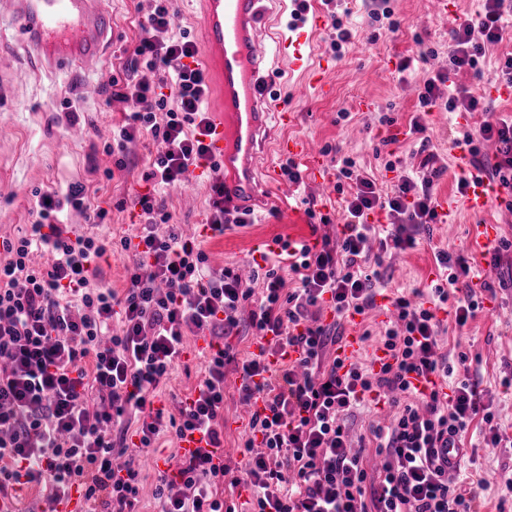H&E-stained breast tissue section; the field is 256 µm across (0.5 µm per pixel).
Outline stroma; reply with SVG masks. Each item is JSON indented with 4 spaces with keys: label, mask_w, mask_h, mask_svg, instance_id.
I'll list each match as a JSON object with an SVG mask.
<instances>
[{
    "label": "stroma",
    "mask_w": 512,
    "mask_h": 512,
    "mask_svg": "<svg viewBox=\"0 0 512 512\" xmlns=\"http://www.w3.org/2000/svg\"><path fill=\"white\" fill-rule=\"evenodd\" d=\"M112 21V35L106 38L94 68L85 70L61 64L42 65L33 51L20 43L8 14H0V235L13 237L31 223L34 188L63 187L89 179V160H101L103 141L98 130L120 122L124 104L106 110L103 87L112 72L120 70L140 35L139 22L148 9V0H104ZM348 9L343 22L352 31L349 44L341 53L330 48L329 29H322L314 62L324 65L328 92L298 76H282L281 102L296 115L283 135L304 138L317 148L333 146L340 155L351 157L359 172L375 175L379 187L390 191L395 172L386 169L388 160H399L403 169L417 170L421 160L435 155L441 175L436 182L438 197L457 198L456 148L451 140L457 133L477 131L492 118L512 114V99L488 95V86L499 81V62L512 53V38L487 46L480 73L470 71L451 75L454 87L485 95L489 111L470 113L468 121L434 111L426 115L425 135L410 133L409 121L417 110V88L432 73L448 67L449 29L454 18L476 15L483 0H391L396 32L373 36L368 25L376 0H345ZM434 49V56L398 72L400 58L421 50ZM71 98L76 121H68L61 105ZM390 116L392 125L381 124ZM80 128L81 138L70 136ZM302 184L278 179L259 186L252 203L253 222L233 228L224 235L205 238L204 249L212 268H231L252 279L264 252L265 241L280 237L314 242L336 239V224L320 218L339 209L341 200L332 182H319L313 176L315 164L332 168L328 156L300 158ZM217 171L190 168L184 186L168 191L169 211L183 231L197 235L205 224L211 185ZM484 225L495 239L512 241V210L491 200L480 213L459 211L455 223L422 224L413 228L415 245L406 250L380 252L371 247L367 270H379L380 284L387 291L427 288L430 273L436 269L435 254L440 250L464 251L472 225ZM494 288L485 297L484 309L467 329L457 331L451 319H444L439 331V351L449 362L459 354L468 357L469 377L484 398L493 402L498 423L512 436V250L503 252L497 267L482 266L481 275L470 286L480 289L483 282ZM207 352L178 361L170 379L155 399L156 405L176 412L199 382ZM246 416L238 400L235 380H227L224 397V460L237 464L244 442ZM173 436L161 437L156 447L140 452L142 482L140 512H158L155 486L159 472L171 457L183 455ZM460 478L482 481V512H512V498H506L504 482L512 478V447L478 448L472 459L463 460Z\"/></svg>",
    "instance_id": "35a3bbf8"
}]
</instances>
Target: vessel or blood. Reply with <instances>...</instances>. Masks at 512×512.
Here are the masks:
<instances>
[{
  "mask_svg": "<svg viewBox=\"0 0 512 512\" xmlns=\"http://www.w3.org/2000/svg\"><path fill=\"white\" fill-rule=\"evenodd\" d=\"M203 46L213 64L216 100L212 107V152L224 168V195L239 207L253 201L265 179H276V167L260 166L258 147L268 121L288 126L295 115L277 101L278 66L322 84L312 62V44L325 19L311 0H288V21L277 31L267 24L261 0H200ZM13 14L19 40L45 60L84 63L94 59L109 27L101 0H18ZM491 189L483 182L464 199H440L444 221L461 209L484 208Z\"/></svg>",
  "mask_w": 512,
  "mask_h": 512,
  "instance_id": "vessel-or-blood-1",
  "label": "vessel or blood"
}]
</instances>
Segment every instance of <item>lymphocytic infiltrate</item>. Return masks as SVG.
Masks as SVG:
<instances>
[{"label": "lymphocytic infiltrate", "instance_id": "obj_1", "mask_svg": "<svg viewBox=\"0 0 512 512\" xmlns=\"http://www.w3.org/2000/svg\"><path fill=\"white\" fill-rule=\"evenodd\" d=\"M502 15L503 0H485L482 12L455 18L448 69L425 79L410 133H425L423 115L436 108L485 109L484 97L446 84L451 73L479 71L486 45L512 34ZM174 23L171 0H151L123 75L106 90L108 101L127 111L104 140L116 158L105 178L128 171L137 143L148 138L158 145L143 174L153 189L133 201L140 209L137 232L119 240L129 257L125 291L104 280L110 243L93 227L110 223L111 212L97 203L92 183L33 190L29 228L0 240V496L15 502L23 488L37 485L53 504L76 495L87 512H137L140 472L114 439L131 432L149 448L168 424L177 439L195 434L201 445L159 473L160 512H237L219 495L224 477L231 487H246L255 512H480L479 484L458 485L442 455L463 447L477 416L482 444L495 448L504 439L491 403L470 379H454L453 366L438 353V311L451 306L462 329L483 309L481 296L458 287L473 271L468 260L438 251L446 285L393 299L395 324L381 339L386 358L378 367L330 356L328 327L306 322L309 308L320 304L329 305L337 327L374 307L376 281L363 269L369 244L410 248V225L438 223V170L418 175L388 162L397 175L385 192L343 158L338 175L350 185L338 243H298L293 260L272 261L258 292L232 269H212L201 243L172 224L162 196L190 167H220L208 145L207 76L201 65L187 66L198 49L187 33L173 34ZM168 67L174 70L169 95L158 77ZM482 139L497 145L493 163L479 159ZM452 144L504 189L512 209V117L463 132ZM73 212L85 229L69 224ZM377 212L387 224L371 223ZM38 251L48 256L41 268L31 260ZM242 324L257 344L244 358L226 341ZM205 334L217 342L204 374L177 415L165 417L152 402L188 336ZM231 374L240 402L254 408L245 445L264 449L246 459L238 477L214 460L224 446L220 419ZM421 379L450 383L451 390L419 391ZM391 393L421 396L423 405H404L392 426L372 428L375 451L386 461L371 476L347 446L345 421Z\"/></svg>", "mask_w": 512, "mask_h": 512}]
</instances>
